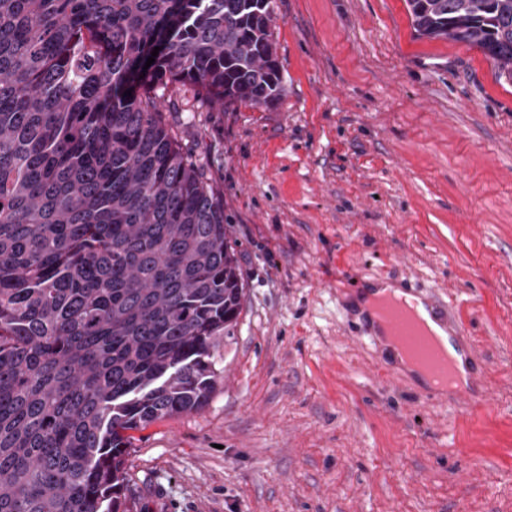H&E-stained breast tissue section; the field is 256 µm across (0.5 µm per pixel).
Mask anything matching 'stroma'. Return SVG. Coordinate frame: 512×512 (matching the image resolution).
Masks as SVG:
<instances>
[{"mask_svg":"<svg viewBox=\"0 0 512 512\" xmlns=\"http://www.w3.org/2000/svg\"><path fill=\"white\" fill-rule=\"evenodd\" d=\"M270 106L165 115L224 189L245 282L207 405L135 432L134 512H512V86L405 0H273ZM453 295L483 413L356 334L353 294Z\"/></svg>","mask_w":512,"mask_h":512,"instance_id":"stroma-1","label":"stroma"}]
</instances>
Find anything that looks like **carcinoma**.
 <instances>
[{
	"mask_svg": "<svg viewBox=\"0 0 512 512\" xmlns=\"http://www.w3.org/2000/svg\"><path fill=\"white\" fill-rule=\"evenodd\" d=\"M407 4L418 35L478 47L512 84V0ZM273 13L0 0V512H131L124 432L209 400L243 274L224 191L156 88L206 112L274 104Z\"/></svg>",
	"mask_w": 512,
	"mask_h": 512,
	"instance_id": "1",
	"label": "carcinoma"
}]
</instances>
